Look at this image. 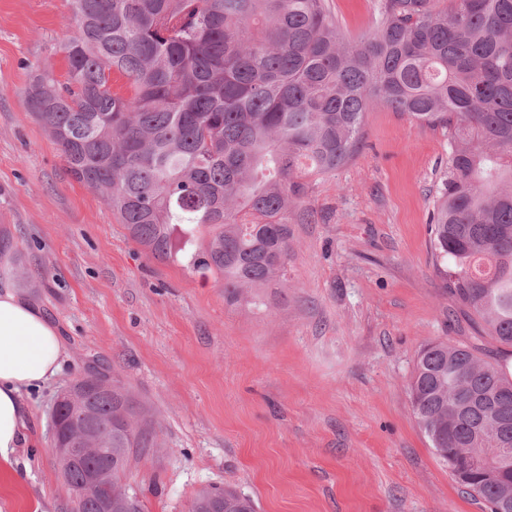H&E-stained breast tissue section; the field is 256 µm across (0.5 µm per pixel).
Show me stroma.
<instances>
[{
	"instance_id": "obj_1",
	"label": "stroma",
	"mask_w": 512,
	"mask_h": 512,
	"mask_svg": "<svg viewBox=\"0 0 512 512\" xmlns=\"http://www.w3.org/2000/svg\"><path fill=\"white\" fill-rule=\"evenodd\" d=\"M331 8L349 40L373 26L374 0ZM74 31L69 0H0V281L19 262L36 274L29 294L66 352L24 397L0 512H70L50 413L94 369L125 385L158 434L127 475L144 512H189L216 484L257 512H486L435 455L408 393L426 342L473 338L485 360L512 356L479 337L434 270L447 132L368 112L353 159L313 178L288 216V287L233 302L220 281L133 241L29 115L27 85L43 67L64 76Z\"/></svg>"
}]
</instances>
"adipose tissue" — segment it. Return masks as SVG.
Returning <instances> with one entry per match:
<instances>
[{"mask_svg": "<svg viewBox=\"0 0 512 512\" xmlns=\"http://www.w3.org/2000/svg\"><path fill=\"white\" fill-rule=\"evenodd\" d=\"M65 348L40 308L0 283V461L10 462L25 439V392L60 370Z\"/></svg>", "mask_w": 512, "mask_h": 512, "instance_id": "obj_1", "label": "adipose tissue"}]
</instances>
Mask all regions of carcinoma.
Masks as SVG:
<instances>
[{
	"mask_svg": "<svg viewBox=\"0 0 512 512\" xmlns=\"http://www.w3.org/2000/svg\"><path fill=\"white\" fill-rule=\"evenodd\" d=\"M76 31L64 81L44 69L30 115L156 259L224 282L231 300L288 287V213L308 179L357 151L383 105L448 130V170L432 212L435 270L471 321L512 347V0H375L358 43L329 0H71ZM77 378L91 426L112 444V488L142 512L126 464L159 447L128 390ZM435 454L512 455V380L465 342L420 350L408 385ZM489 512L512 490V464L462 486ZM254 512L211 485L189 512Z\"/></svg>",
	"mask_w": 512,
	"mask_h": 512,
	"instance_id": "cac0c4a2",
	"label": "carcinoma"
}]
</instances>
